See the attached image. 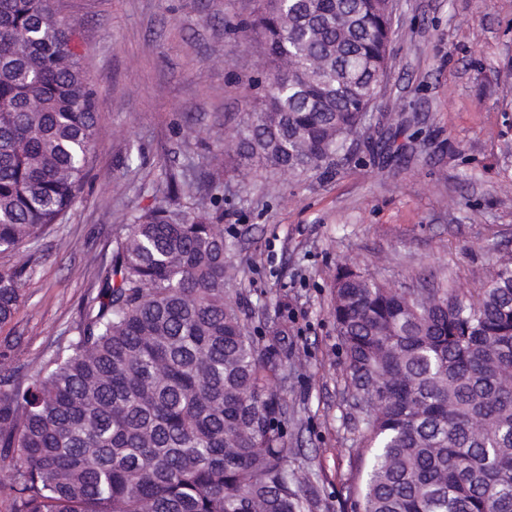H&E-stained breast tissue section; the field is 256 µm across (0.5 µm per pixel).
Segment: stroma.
Returning a JSON list of instances; mask_svg holds the SVG:
<instances>
[{
    "instance_id": "35a3bbf8",
    "label": "stroma",
    "mask_w": 512,
    "mask_h": 512,
    "mask_svg": "<svg viewBox=\"0 0 512 512\" xmlns=\"http://www.w3.org/2000/svg\"><path fill=\"white\" fill-rule=\"evenodd\" d=\"M258 0H58L82 37L99 135L81 201L33 245L0 342L36 370L74 335L123 224L168 174L209 173L253 336L281 363L285 441L313 512H351L365 441L332 316L339 266L394 288L478 294L512 258V0H396L392 63L351 155L295 177L226 167L225 148L268 64L234 30ZM391 133L389 153L373 144Z\"/></svg>"
}]
</instances>
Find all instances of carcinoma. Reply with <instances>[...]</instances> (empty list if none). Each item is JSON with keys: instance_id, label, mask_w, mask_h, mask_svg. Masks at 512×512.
I'll return each instance as SVG.
<instances>
[{"instance_id": "obj_1", "label": "carcinoma", "mask_w": 512, "mask_h": 512, "mask_svg": "<svg viewBox=\"0 0 512 512\" xmlns=\"http://www.w3.org/2000/svg\"><path fill=\"white\" fill-rule=\"evenodd\" d=\"M53 4L0 0V253L62 222L96 149L80 37ZM240 31L264 40L269 64L229 158L331 169L388 77L382 0H264ZM212 190L207 175L170 176L45 367L6 369L0 352L10 512H311L288 470L279 367L224 289V225L180 203ZM24 276L0 268V325ZM492 281L471 300L337 270L336 333L366 408L358 512H512V262Z\"/></svg>"}]
</instances>
